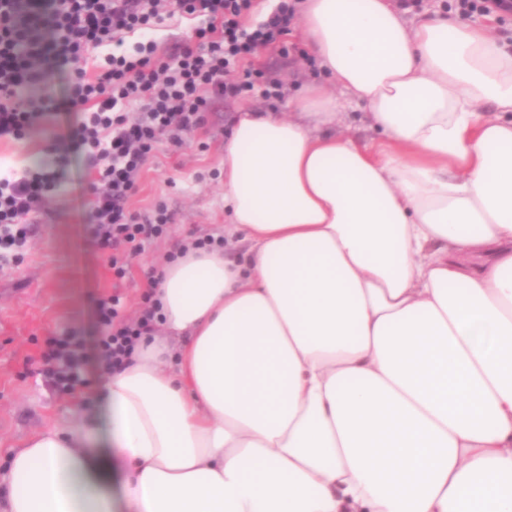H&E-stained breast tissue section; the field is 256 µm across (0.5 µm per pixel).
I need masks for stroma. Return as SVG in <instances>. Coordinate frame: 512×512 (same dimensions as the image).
Wrapping results in <instances>:
<instances>
[{
  "mask_svg": "<svg viewBox=\"0 0 512 512\" xmlns=\"http://www.w3.org/2000/svg\"><path fill=\"white\" fill-rule=\"evenodd\" d=\"M254 68L279 80L280 99L258 92L214 98L183 148L173 152L167 143L158 145L129 207L145 218L156 203H164L172 222L165 235L132 260L120 282L113 280L106 256L90 240L93 196L88 186L99 183L100 175L84 153L71 147L76 119L67 109L66 80L56 75L25 91L28 99H52L55 108L22 138H0V178H17L35 165L55 163L61 153L66 163L43 210L30 217L34 231L29 247L17 261L0 264V472L10 450L33 433L62 424L92 426V414L103 400L105 376L94 357L84 368V385L74 392H59L47 382L39 365L46 338L74 332L94 339L99 331L97 301L115 292L122 295L127 314L136 315L149 272L176 245L221 232V160L238 115L287 116L289 98L322 77L296 29L285 48L260 50Z\"/></svg>",
  "mask_w": 512,
  "mask_h": 512,
  "instance_id": "obj_1",
  "label": "stroma"
}]
</instances>
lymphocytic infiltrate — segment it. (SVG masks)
Instances as JSON below:
<instances>
[{"instance_id": "1", "label": "lymphocytic infiltrate", "mask_w": 512, "mask_h": 512, "mask_svg": "<svg viewBox=\"0 0 512 512\" xmlns=\"http://www.w3.org/2000/svg\"><path fill=\"white\" fill-rule=\"evenodd\" d=\"M166 0H0V137H21L54 105L18 103L27 88L46 80L40 60L53 58L71 69L68 99L81 119L72 135L92 164L102 165V187L89 216L90 234L106 253L115 279H124L133 258L151 240L166 234L171 216L158 207L142 220L128 207L137 180L154 155L161 136L181 146L203 120L212 98L253 90L248 76L257 50L290 34L295 6L283 4L256 26L246 20L255 0H180L179 17L199 20L195 45L161 51L151 39L136 42L131 53L91 65L90 52L107 42L123 43L128 34L152 29ZM243 73L229 81L231 72ZM137 104L135 117L122 113ZM54 170L41 168L0 183V254L21 252L28 244L26 217L39 211ZM160 305L144 294L137 319L121 312V298L99 300L100 334L95 350L104 373L123 370L142 336L160 320ZM86 357L83 339L70 333L51 336L42 355L45 374L62 392L80 383Z\"/></svg>"}]
</instances>
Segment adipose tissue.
Instances as JSON below:
<instances>
[{
    "mask_svg": "<svg viewBox=\"0 0 512 512\" xmlns=\"http://www.w3.org/2000/svg\"><path fill=\"white\" fill-rule=\"evenodd\" d=\"M329 83L224 144L95 427L10 454L0 512H512V49L395 0H301ZM385 141L337 131L339 93ZM491 111H482V104Z\"/></svg>",
    "mask_w": 512,
    "mask_h": 512,
    "instance_id": "obj_1",
    "label": "adipose tissue"
}]
</instances>
